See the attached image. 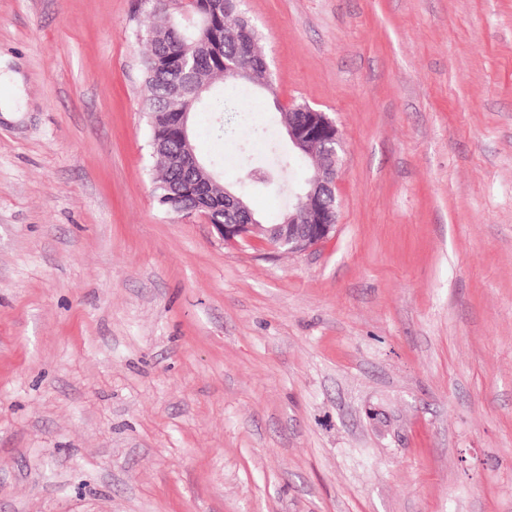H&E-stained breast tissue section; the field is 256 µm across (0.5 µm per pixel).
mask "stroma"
Returning a JSON list of instances; mask_svg holds the SVG:
<instances>
[{
	"label": "stroma",
	"mask_w": 512,
	"mask_h": 512,
	"mask_svg": "<svg viewBox=\"0 0 512 512\" xmlns=\"http://www.w3.org/2000/svg\"><path fill=\"white\" fill-rule=\"evenodd\" d=\"M139 6L0 0V512H512V0H242L275 92L194 142L276 224L327 113L296 254L158 203Z\"/></svg>",
	"instance_id": "35a3bbf8"
}]
</instances>
